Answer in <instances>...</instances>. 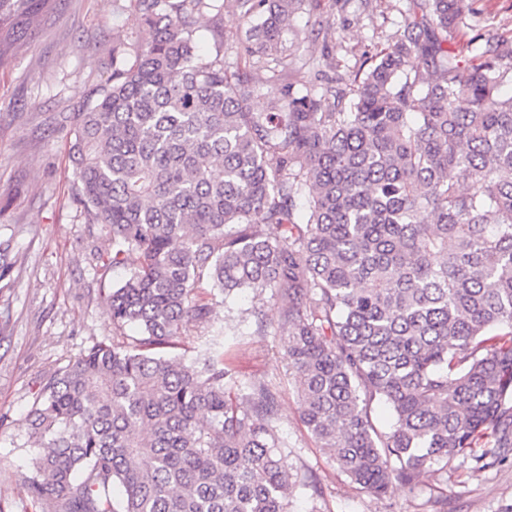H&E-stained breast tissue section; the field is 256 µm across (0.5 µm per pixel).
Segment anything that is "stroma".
Masks as SVG:
<instances>
[{
  "instance_id": "stroma-1",
  "label": "stroma",
  "mask_w": 512,
  "mask_h": 512,
  "mask_svg": "<svg viewBox=\"0 0 512 512\" xmlns=\"http://www.w3.org/2000/svg\"><path fill=\"white\" fill-rule=\"evenodd\" d=\"M474 12L456 45L471 58L478 47H512V0H474ZM404 0H303L290 19L286 45L295 66L333 56L339 69L353 68L402 30ZM245 22L233 0L207 14L197 40L208 54L223 50L234 61L233 38ZM148 31L132 0H49L13 45L0 68V507L36 512L24 478L30 454L20 429L46 379L94 343L111 337L107 294L129 276L131 265L104 266L112 250L105 225L74 202L76 171L68 156L70 113L83 95L112 72V48L144 41ZM199 294L211 321L188 326L170 355L192 361L211 331L237 334L231 351L236 392L265 377L278 391V432L288 461L315 473L322 496L298 490L291 512H436L439 487L448 491V512H512V459L475 469L454 460L447 475L423 474L415 488L392 484L376 495L354 484L303 425L287 342L277 327L280 310L269 295L244 291L224 296L211 286ZM261 311L266 335L254 333Z\"/></svg>"
}]
</instances>
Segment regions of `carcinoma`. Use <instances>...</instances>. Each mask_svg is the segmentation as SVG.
Returning a JSON list of instances; mask_svg holds the SVG:
<instances>
[{"label":"carcinoma","mask_w":512,"mask_h":512,"mask_svg":"<svg viewBox=\"0 0 512 512\" xmlns=\"http://www.w3.org/2000/svg\"><path fill=\"white\" fill-rule=\"evenodd\" d=\"M47 2L0 0V67ZM134 2L150 38L112 48L69 120L74 200L106 225L112 264L140 262L107 296L112 342L52 373L25 418L31 505L288 512L298 489L321 497L282 451L276 391L260 377L232 398L227 333L190 364L160 354L210 322L205 279L272 291L302 422L352 482L380 495L457 457L512 456V49L455 51L473 0H408L358 69L285 84L270 112L251 110V72L288 73L301 0H234L236 70L197 49L219 0Z\"/></svg>","instance_id":"carcinoma-1"}]
</instances>
